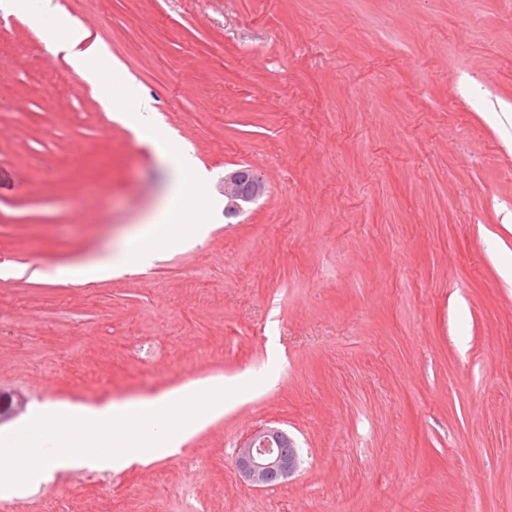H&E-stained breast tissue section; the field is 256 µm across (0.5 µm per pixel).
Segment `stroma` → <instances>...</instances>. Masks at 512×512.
<instances>
[{
	"instance_id": "35a3bbf8",
	"label": "stroma",
	"mask_w": 512,
	"mask_h": 512,
	"mask_svg": "<svg viewBox=\"0 0 512 512\" xmlns=\"http://www.w3.org/2000/svg\"><path fill=\"white\" fill-rule=\"evenodd\" d=\"M189 147L206 236L90 285L153 144L0 9V436L48 402L246 389L180 452L55 472L0 512H512V0H55ZM267 193L224 217V173ZM278 423L301 470L244 483ZM234 460L242 480L257 488L288 483L302 463L295 442L276 424L247 435L238 445Z\"/></svg>"
}]
</instances>
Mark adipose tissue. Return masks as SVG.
<instances>
[{
  "mask_svg": "<svg viewBox=\"0 0 512 512\" xmlns=\"http://www.w3.org/2000/svg\"><path fill=\"white\" fill-rule=\"evenodd\" d=\"M12 9L26 12L52 53L63 54L87 84L99 86L105 73L117 69L106 47L82 25L59 16L53 0H11Z\"/></svg>",
  "mask_w": 512,
  "mask_h": 512,
  "instance_id": "ef3b65f1",
  "label": "adipose tissue"
}]
</instances>
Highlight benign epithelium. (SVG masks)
<instances>
[{
	"label": "benign epithelium",
	"mask_w": 512,
	"mask_h": 512,
	"mask_svg": "<svg viewBox=\"0 0 512 512\" xmlns=\"http://www.w3.org/2000/svg\"><path fill=\"white\" fill-rule=\"evenodd\" d=\"M267 192L263 177L248 166L224 173V216L243 214ZM302 463L298 448L288 432L276 424L247 435L238 445L235 467L244 482L257 488L282 486L298 472Z\"/></svg>",
	"instance_id": "obj_1"
}]
</instances>
